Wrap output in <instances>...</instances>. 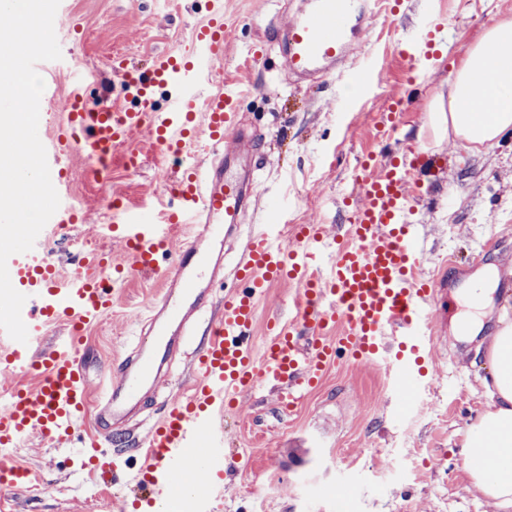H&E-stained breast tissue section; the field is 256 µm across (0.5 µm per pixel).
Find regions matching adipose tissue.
I'll return each mask as SVG.
<instances>
[{
    "label": "adipose tissue",
    "instance_id": "obj_1",
    "mask_svg": "<svg viewBox=\"0 0 512 512\" xmlns=\"http://www.w3.org/2000/svg\"><path fill=\"white\" fill-rule=\"evenodd\" d=\"M485 85L495 100L483 113L472 93ZM448 134L479 154L512 135V19L488 26L459 61L448 85ZM486 352L483 385L492 404L471 423L461 448L470 489L512 512V319L501 316Z\"/></svg>",
    "mask_w": 512,
    "mask_h": 512
}]
</instances>
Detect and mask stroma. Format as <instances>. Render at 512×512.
<instances>
[{
  "mask_svg": "<svg viewBox=\"0 0 512 512\" xmlns=\"http://www.w3.org/2000/svg\"><path fill=\"white\" fill-rule=\"evenodd\" d=\"M229 27L227 51L214 81H234L245 94L239 105L247 132L260 134L261 200L252 224L276 217L281 224H322L335 233L344 223L338 207L352 190V178L366 154L386 152L413 158L423 153L445 164L416 198L418 246L428 271H445L451 285L472 278L469 259L512 277V149L471 154L449 142L433 116L447 97L466 48L502 18H512V0H400L396 13L380 10L371 36L355 47L347 77L297 81L282 66V38H270L264 21L285 23V14L305 0H222ZM213 0H61L55 32L63 53L51 62L54 90L41 98L38 133L51 146L67 119L73 94L98 104L113 86V55L145 70L154 54L189 47L195 26L206 22ZM446 12L434 40L437 49L422 65L395 57L398 42L420 33L427 13ZM263 62H246L254 43ZM384 69L382 82L366 93L354 84L368 68ZM418 89L403 108L391 143L378 133L403 86ZM136 166H129V156ZM66 204L77 216L63 228L47 226L38 240L49 259L72 271L78 252L96 248L126 263L121 246L108 235L112 202L146 204L158 216L171 197L174 173L148 132L113 149L107 165L73 151L63 159ZM153 273H127L104 319L86 329V370L99 382L127 348L133 321L160 291ZM491 307L477 337L453 335L450 322L438 326L430 359L435 382L421 387L427 411L411 435H403L413 404L404 402L394 370L342 362L327 369L323 383L292 412L265 393L242 396L224 416V502L221 512H497L468 489L459 454L473 419L491 398L481 383L489 339L499 326ZM16 463L36 471L40 483L26 491L0 490L13 512H110L94 480L77 467L75 445L36 440L12 449ZM347 493L337 501V493Z\"/></svg>",
  "mask_w": 512,
  "mask_h": 512,
  "instance_id": "35a3bbf8",
  "label": "stroma"
}]
</instances>
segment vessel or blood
<instances>
[{"mask_svg":"<svg viewBox=\"0 0 512 512\" xmlns=\"http://www.w3.org/2000/svg\"><path fill=\"white\" fill-rule=\"evenodd\" d=\"M374 13L373 0H309L307 11L286 28L285 68L299 79L334 76ZM438 26L436 17H428L421 35L403 44L401 56L411 62L426 58ZM226 31L223 12H216L193 32L195 53H159L148 72L114 55L120 104L74 105L47 156L53 171L74 149L98 160L142 130L175 152L198 126L211 145L203 162L179 171L162 223H151L135 207L113 206L112 235L123 243L131 270L162 268L166 274L160 295L138 317L137 341L125 350L116 374L103 377L97 393L89 391L81 346L85 329L112 306L114 293L99 276L107 255L82 252L64 284L58 266L40 250L9 258L11 282L27 297L22 318L28 341L0 330V368L36 373L37 381L11 389L0 405L2 486L22 491L39 481L35 471L13 461L11 448L31 436L70 441L88 422L84 457L113 490L134 488L131 498L121 499L122 512H172L186 490L195 512H214L215 493L224 485V432L216 417L242 395L268 391L283 409H293L341 360L393 365L405 398L419 388L448 280L420 275L422 253L408 188L423 186L427 160L420 156L404 164L392 156L360 166L358 200L345 232L332 236L322 225L305 224L289 249L283 243L287 225L254 227L233 270L244 287L225 293L219 316L206 327L193 356L188 394L172 400L137 436L141 451L135 465L117 464L101 450L100 439L126 434L133 407L168 377L191 326L210 305L212 283L224 276V255L216 246L240 232L252 204L255 181L241 176L250 161L237 121L240 88L228 81L206 100L198 98L213 65L224 58ZM161 88L168 97L158 109L154 97ZM201 102L207 112L200 125L195 109ZM181 224L190 226L189 238L169 252L171 234ZM282 281L296 282L298 293L287 314L268 320L263 347L254 349L250 335L257 303ZM54 322L65 323L68 335L57 349L41 350L45 329Z\"/></svg>","mask_w":512,"mask_h":512,"instance_id":"obj_1","label":"vessel or blood"}]
</instances>
